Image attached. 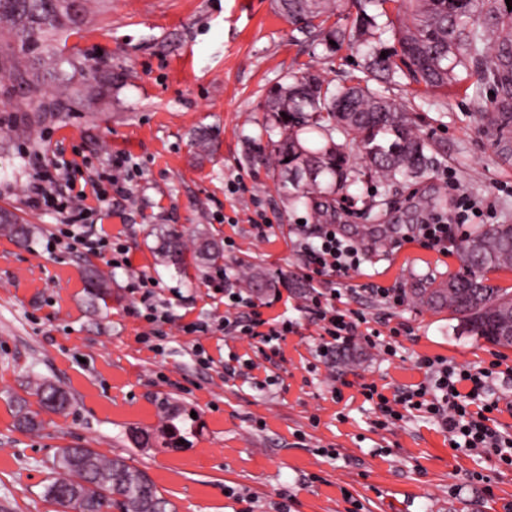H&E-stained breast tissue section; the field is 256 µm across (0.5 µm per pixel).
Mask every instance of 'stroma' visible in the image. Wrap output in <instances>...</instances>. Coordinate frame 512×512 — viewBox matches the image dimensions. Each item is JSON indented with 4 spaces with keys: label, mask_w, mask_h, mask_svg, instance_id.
Returning a JSON list of instances; mask_svg holds the SVG:
<instances>
[{
    "label": "stroma",
    "mask_w": 512,
    "mask_h": 512,
    "mask_svg": "<svg viewBox=\"0 0 512 512\" xmlns=\"http://www.w3.org/2000/svg\"><path fill=\"white\" fill-rule=\"evenodd\" d=\"M78 25L51 43L58 59L84 71L70 83L43 86L47 102L63 100L61 116L45 114L36 140L14 134L27 121L21 92L0 101V207L17 212L35 233L28 246L0 235V512H54L44 490L60 448H93L145 470L177 512H507L512 469L495 458L451 448L436 424L408 417L388 430L360 393L364 383L403 386L423 379L421 356L457 365L512 367V348L462 331L448 312H435L411 291L460 271L458 254L443 256L411 236L415 225L447 213L462 196L494 204L482 225L512 224V150L502 149L481 113L512 103V84L486 70L458 69L448 89L374 80L378 94L405 104L432 145L424 177L389 181L366 176L336 193L334 215L320 217L291 204L273 179L269 140L275 122L266 110L270 89L302 65L335 85L360 75L364 58L300 33L271 0H89ZM206 136L202 152L195 141ZM132 168L126 192L113 195L95 224L122 244L130 266L110 267L111 250L69 252L52 237L57 218L29 207L26 187L34 166L57 155L77 160L81 176L109 168L114 154ZM240 179L241 188L226 185ZM273 227L256 239L248 223L255 209ZM331 223L362 242L359 270L333 276L350 309L370 327L404 324L396 353L381 354L362 340L337 347L320 361L319 326L302 312L310 284L298 240ZM170 229L195 250L197 230L232 238L223 268L204 262L186 271L162 264L161 238ZM110 275L112 296L101 301L82 280L87 265ZM259 275L263 289L242 285L263 318L296 325L266 364L243 336L217 325L226 308L223 272ZM154 278L155 300L168 318L141 315L129 290ZM400 296L393 305L375 287ZM204 320L212 331L187 333ZM160 332L164 349L149 351L141 334ZM212 356L199 362L196 348ZM251 358L255 373H227L229 355ZM37 375L64 389L72 403L43 430L20 432L8 404ZM272 376L273 385L254 381ZM177 426L186 439L171 450L141 448L131 430ZM339 453L325 456V449ZM290 498H283V491Z\"/></svg>",
    "instance_id": "1"
}]
</instances>
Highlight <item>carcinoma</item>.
<instances>
[{"label":"carcinoma","instance_id":"cac0c4a2","mask_svg":"<svg viewBox=\"0 0 512 512\" xmlns=\"http://www.w3.org/2000/svg\"><path fill=\"white\" fill-rule=\"evenodd\" d=\"M397 21L391 32L397 48L365 62L368 75L390 77L407 66L418 83L444 88L456 82L455 69L481 56L489 33L507 32L495 0H397ZM279 14L300 32L323 30L331 10L330 0H275ZM69 0H58L57 9L47 0H0V71L24 90L25 100L40 101L41 83L35 79L45 58L42 49L48 35L77 23ZM377 35L374 18L360 13L354 29L334 28L325 41L353 48L363 36ZM273 113L280 139L272 142L276 169L287 174L296 168L314 170L315 178L284 179L280 187L294 201L311 202L318 215L329 207L327 196L345 188L351 172L350 158L336 143L341 134L356 143L365 168L395 179L421 176L430 163L429 144L416 131L408 113L368 85L356 83L330 89L318 72L306 70L292 82L271 91ZM0 232L28 245L31 230L20 217L0 209ZM463 270L434 288L416 294L417 300L435 311L448 310L460 327L501 347H512L507 336L512 328V296L488 283L490 270L512 268V224H492L462 240ZM166 262L179 269L187 264V247L176 230L166 233L161 244ZM194 257L210 263L224 259L223 250L207 234L200 235ZM30 395L38 409L24 397L13 401L16 426L35 432L43 425L41 414H61L70 404L65 390L44 379L33 382ZM55 477L46 497L58 512H174L146 471L123 458H107L93 448H61L53 463Z\"/></svg>","mask_w":512,"mask_h":512}]
</instances>
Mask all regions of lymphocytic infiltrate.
Returning <instances> with one entry per match:
<instances>
[{"mask_svg": "<svg viewBox=\"0 0 512 512\" xmlns=\"http://www.w3.org/2000/svg\"><path fill=\"white\" fill-rule=\"evenodd\" d=\"M70 167V162L60 158L53 170L36 171L28 203L37 209L53 210L60 216V235L66 240V248L78 246L87 253L96 254L108 238L95 224L89 223L90 207L84 192L70 187L58 193L47 189L54 172ZM300 253L316 281L307 310L320 323L325 336L322 349L330 353L360 337L368 345L392 352L391 341L401 336L402 326L390 328L385 336L379 330L367 327L362 313L337 308L340 293L328 282L329 275L358 269L363 257L362 248L341 239L335 225L326 224L320 231L318 242L301 244ZM223 328L225 334L254 340L261 351L273 357L280 355L282 341L295 330L293 322L287 318L269 321L257 311L245 320L225 319ZM417 367L423 372V379L417 384L397 387L390 392L373 382L362 384L361 394L375 410L374 427L385 429L415 414L445 430L450 443L457 449L491 455L512 467V433L501 430L493 416L499 408V400L493 392L498 370L492 366H458L440 357L419 358Z\"/></svg>", "mask_w": 512, "mask_h": 512, "instance_id": "lymphocytic-infiltrate-1", "label": "lymphocytic infiltrate"}]
</instances>
